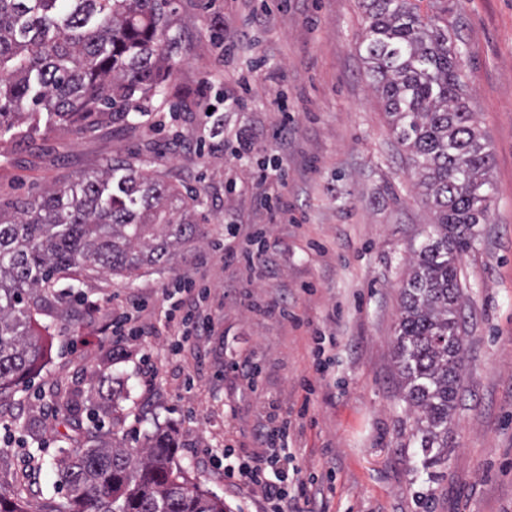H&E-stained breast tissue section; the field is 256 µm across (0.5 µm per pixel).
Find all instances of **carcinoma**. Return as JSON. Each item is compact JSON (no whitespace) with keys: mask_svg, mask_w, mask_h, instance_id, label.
<instances>
[{"mask_svg":"<svg viewBox=\"0 0 512 512\" xmlns=\"http://www.w3.org/2000/svg\"><path fill=\"white\" fill-rule=\"evenodd\" d=\"M421 0H363V53L388 124L410 156L433 209L400 289L394 360L424 466L448 459V432L464 382L465 301L460 264L472 230L489 220L490 144L463 80L448 10ZM172 0H0V126L37 135L55 122L81 130L106 109L127 116L164 92L163 43ZM198 199L131 163L84 175L15 215L0 214V394L22 382L42 352L35 316L60 307L58 285L166 266L202 236ZM178 439L154 434L136 448H77L56 462L64 512H226L224 499L181 479Z\"/></svg>","mask_w":512,"mask_h":512,"instance_id":"1","label":"carcinoma"}]
</instances>
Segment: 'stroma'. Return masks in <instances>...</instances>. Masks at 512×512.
Instances as JSON below:
<instances>
[{
    "label": "stroma",
    "instance_id": "1",
    "mask_svg": "<svg viewBox=\"0 0 512 512\" xmlns=\"http://www.w3.org/2000/svg\"><path fill=\"white\" fill-rule=\"evenodd\" d=\"M461 29L460 66L480 129L493 153L488 223L475 226L462 260L468 341L465 384L448 435L447 461L424 470L413 421L399 394L393 340L408 259L434 221L408 176V154L390 130L359 57L367 23L361 0H174L167 89L128 121L104 115L91 131L66 124L34 139L0 132V210L129 161L196 195L206 239L181 248L161 269L131 280L104 274L68 281L78 327L47 312L43 355L19 385L0 394V495L24 512H61L55 459L95 436L129 447L146 434H179L178 458L191 482L223 496L229 512H264L247 485H231L219 463L258 453V425L289 419V481L335 470L326 512H512V0H440ZM259 24H244L247 13ZM228 21L240 48L213 42ZM264 65L250 94L237 77L253 56ZM243 95L235 105V95ZM287 100V112L278 103ZM256 135L253 154L213 132ZM287 121L278 143L261 136ZM209 146L194 149L198 138ZM286 187L258 184L269 155ZM280 192L292 218L272 224L257 198ZM263 224L254 267L212 256L225 223ZM323 251L311 249V242ZM211 255L209 336L169 350L162 321L137 341L102 333L128 298L161 302V289ZM287 303L324 337L268 314ZM93 318H84L85 309ZM251 361L248 377L228 363ZM158 369L147 378L144 364ZM314 392H306L304 382ZM212 462H204V450ZM430 495L429 502L419 493Z\"/></svg>",
    "mask_w": 512,
    "mask_h": 512
}]
</instances>
